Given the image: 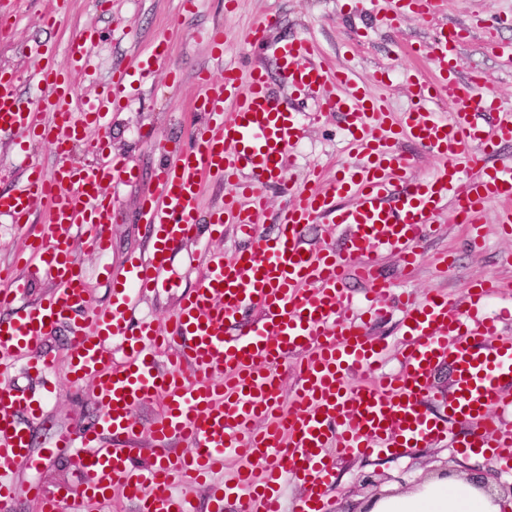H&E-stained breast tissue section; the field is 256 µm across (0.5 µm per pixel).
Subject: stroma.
I'll return each instance as SVG.
<instances>
[{"label":"stroma","mask_w":512,"mask_h":512,"mask_svg":"<svg viewBox=\"0 0 512 512\" xmlns=\"http://www.w3.org/2000/svg\"><path fill=\"white\" fill-rule=\"evenodd\" d=\"M21 24L11 37L0 40V68L33 69L31 45L43 42L65 54L79 33L95 28L101 34L97 47L90 50V66L79 80L78 93L92 96L98 85L108 82L114 67L130 65L160 37L171 44L172 57L138 90L130 109L113 113L106 132V146L112 154L125 159L139 172L137 181L120 186L116 214L112 219L111 247L105 259L82 244L74 250L91 270L89 303L91 307L107 305L110 284L122 277L128 256L148 252L151 239L146 224L139 219V200L153 184V173L163 159L157 144L166 138L175 144L187 138L192 124V105L201 93L196 82L198 69H210L221 76L225 67H237L240 77H248L254 62L274 69L272 59H260L246 43L250 27L268 16L276 17L272 34L291 38L309 35L318 43L325 61L334 66L348 65L358 80L383 96L391 113L410 105V90L402 79L406 70L427 78L431 70L427 61L405 56L402 43L411 42L429 48L437 23L451 27L469 26L478 19H490L488 28L470 39L463 53L469 68L482 73L494 87L504 105L512 106V70L507 69L487 51L491 41H512V24L496 23V16L512 17V0H442L436 24L409 16L400 22L387 20V0H196L192 11H185L180 0H112L108 11H100L97 0H70L68 13L56 28L45 27L40 15L45 0H19ZM224 29V57L215 59L206 42L210 28ZM384 68L394 71L391 83L375 82L376 73ZM282 103L302 114L301 142L287 171L293 181H302L306 166L320 165L327 177L349 158L344 149V119L336 113L317 114L313 100L296 97L279 88ZM484 232L487 244L482 252L468 248L459 225L440 222L437 230L421 244L419 266L400 275L393 257L383 259V266L397 291H409L426 297L438 289L458 295L466 282L494 278L502 281L505 295L512 299V265L506 258L512 253V241L500 238L493 215H486ZM447 254L448 265H435L438 254ZM64 334L51 337L43 351L55 360L56 381L46 393L48 410L55 424L40 432L34 441V459L23 466L15 480L20 485L39 484L52 490L68 485L80 491L87 476L59 453L54 446L55 434L66 431L79 434L99 412L90 386L74 387L69 382L68 359ZM452 473L461 479L483 474L494 489L512 485V475L503 471L494 455L474 460L462 448L440 444L428 448H411L403 456L360 457L336 460L335 476L325 498L326 512H359L361 506L378 494L398 495L419 488L430 479Z\"/></svg>","instance_id":"35a3bbf8"}]
</instances>
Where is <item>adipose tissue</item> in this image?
I'll return each mask as SVG.
<instances>
[{"label":"adipose tissue","instance_id":"obj_1","mask_svg":"<svg viewBox=\"0 0 512 512\" xmlns=\"http://www.w3.org/2000/svg\"><path fill=\"white\" fill-rule=\"evenodd\" d=\"M504 508L502 501L470 482L447 476L416 491L373 502L370 512H503Z\"/></svg>","mask_w":512,"mask_h":512}]
</instances>
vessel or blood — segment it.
Returning <instances> with one entry per match:
<instances>
[{"label":"vessel or blood","instance_id":"vessel-or-blood-1","mask_svg":"<svg viewBox=\"0 0 512 512\" xmlns=\"http://www.w3.org/2000/svg\"><path fill=\"white\" fill-rule=\"evenodd\" d=\"M392 20L435 17L433 0H389ZM277 24L267 17L246 40L262 56L273 57L278 74L255 67L247 83L233 70L215 80L200 73L203 94L196 111L205 121L176 147L143 196L140 216L152 228L147 254L128 259L122 279L112 284L107 306L88 308V278L71 245L109 249L114 203L107 190L131 182L126 162L106 154L103 135L119 109L170 58L167 40L156 41L130 67L116 70L96 96L79 100L75 78L83 74L87 48L97 30L83 31L65 57L54 48L33 50L35 69L0 72V135L16 144L38 138L60 157L52 171L29 164L18 187L0 193V216L26 229L36 207L46 225L29 233L21 269L0 270V376L25 361L34 376L47 380L54 361L42 351L45 340L66 325L71 384L91 383L100 412L81 439L56 435L55 445L89 476L81 492L85 504L110 503L121 487L140 503V512H197L187 486H206L208 512H324L333 463L379 453L397 454L447 440L454 426L468 425L465 448H485L512 462V303L487 315L501 292L495 280L469 285L455 300L432 291L419 299L394 292L381 259L393 254L404 267L420 261L419 244L436 215L449 214L465 225L472 247L484 242L483 214L497 204L496 222L512 237V164L486 160L512 142V109L504 108L479 73L459 77L462 48L471 32L440 28L428 53L408 46L410 57H425L431 78H410L412 106L391 115L384 99L356 83L350 70L320 62L317 45L306 36L271 38ZM280 79L317 100L323 112L346 117L344 131L354 163L324 180L309 172L304 186L290 187L278 216V232L262 230L267 189L286 184L287 160L301 139L297 113L282 107L272 87ZM42 85L38 100L22 87ZM452 103L451 112L433 103ZM52 124H44V113ZM413 145L438 162L423 178L412 177ZM90 160L69 163L74 148ZM479 168L475 178L465 177ZM228 188L208 218L214 229L232 225L246 246L227 256L209 251L199 282L180 296L167 333L153 321L131 325L130 317L148 294L174 288V252L194 240L201 218L197 199L204 181ZM335 225L339 243H308V225ZM51 282L42 298L23 302L27 282ZM364 285V314H352L349 283ZM396 296L401 312L396 345L376 343L365 313ZM401 368L383 371L390 354ZM295 358L299 381L291 408L282 405V361ZM452 370L439 402L445 412L428 413L434 376L441 364ZM161 400L153 421L157 445L188 442L193 452L165 450L148 467L132 463L136 411ZM46 401L35 392L0 387V512L27 495L37 512H56L67 488H20L18 470L31 460L34 433L51 428ZM235 461L225 474L227 461ZM302 495L285 507L287 481Z\"/></svg>","mask_w":512,"mask_h":512}]
</instances>
